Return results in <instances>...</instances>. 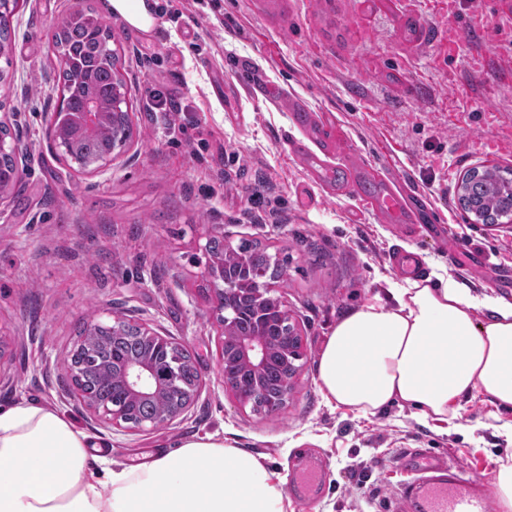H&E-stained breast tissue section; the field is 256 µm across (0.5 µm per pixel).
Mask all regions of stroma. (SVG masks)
<instances>
[{
    "label": "stroma",
    "mask_w": 512,
    "mask_h": 512,
    "mask_svg": "<svg viewBox=\"0 0 512 512\" xmlns=\"http://www.w3.org/2000/svg\"><path fill=\"white\" fill-rule=\"evenodd\" d=\"M88 2L116 38L135 155L87 175L50 151L44 115L61 68L50 39L77 2L23 0L0 83V108L16 113L28 146L22 187L0 206V334L16 351L0 405H50L121 465L207 433L284 479L318 457L321 492L289 498L286 512H390L408 448L492 485L498 460L512 457L511 412L476 394L445 423L396 406L363 416L325 403L317 364L343 312L408 278L389 258L399 247L427 278L512 302V229L475 223L458 201L467 171L512 169V0H149L157 22L139 34L108 0ZM155 91L173 111H150ZM293 97L324 122L328 147L346 146L342 164L380 167L409 190L420 227L388 223L349 193L302 195L306 168L288 152ZM256 191L268 209L251 206ZM218 225L232 245L258 244L287 268L279 293L303 328L304 357L276 415L224 392L202 278ZM452 238L466 246L456 270ZM106 309L190 350L203 390L183 419L110 431L71 395L78 330Z\"/></svg>",
    "instance_id": "35a3bbf8"
}]
</instances>
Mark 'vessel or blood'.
I'll return each mask as SVG.
<instances>
[{
	"mask_svg": "<svg viewBox=\"0 0 512 512\" xmlns=\"http://www.w3.org/2000/svg\"><path fill=\"white\" fill-rule=\"evenodd\" d=\"M288 151L301 159L309 173L311 183L323 193L334 194V173L324 145L309 147L300 138L290 139ZM367 176L374 184L373 192H363L356 181H348V192L357 194L361 205L387 221L408 223L413 218L407 194L394 182L385 180L376 169H368ZM408 481L400 485L395 496L396 506L416 500L420 512H493V503L483 482L458 478L456 466L443 455L414 450L405 455ZM321 481L317 470L299 473L289 487L292 496L301 498L316 488Z\"/></svg>",
	"mask_w": 512,
	"mask_h": 512,
	"instance_id": "b4317fda",
	"label": "vessel or blood"
}]
</instances>
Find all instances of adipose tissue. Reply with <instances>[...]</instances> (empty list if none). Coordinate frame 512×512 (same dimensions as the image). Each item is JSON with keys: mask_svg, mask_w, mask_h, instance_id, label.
Wrapping results in <instances>:
<instances>
[{"mask_svg": "<svg viewBox=\"0 0 512 512\" xmlns=\"http://www.w3.org/2000/svg\"><path fill=\"white\" fill-rule=\"evenodd\" d=\"M318 380L328 403L360 414L395 404L445 421L474 393L510 413L512 303L452 278L390 283L337 321ZM90 446L54 409L0 406V512H286L281 481L219 436L129 467Z\"/></svg>", "mask_w": 512, "mask_h": 512, "instance_id": "adipose-tissue-1", "label": "adipose tissue"}]
</instances>
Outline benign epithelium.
<instances>
[{
    "mask_svg": "<svg viewBox=\"0 0 512 512\" xmlns=\"http://www.w3.org/2000/svg\"><path fill=\"white\" fill-rule=\"evenodd\" d=\"M62 116V112L45 114L49 145L60 152L65 161L74 164L76 171L99 174L131 158L133 143L123 140L118 125H109L110 113L103 111L98 99L92 98L87 102L84 111L78 114L77 122L83 133L90 137L98 136L107 127H112V151L101 159L84 163L71 157L67 125L64 124ZM20 152L22 149L18 144L0 141V157L6 155L15 163L11 182L6 186L0 185V206L23 180L24 169L18 166ZM207 277L221 328L220 362L226 367L234 365L242 369L250 385V389L244 390L236 382L226 378L224 389L243 408L253 405L255 395L263 391L268 364L274 356L282 353L280 347L272 346L265 340V332L273 318L277 315L282 318L283 335L288 337V362L291 364V371L288 379L284 381L279 401L269 407L268 414L280 413L293 392L294 380L301 369L299 361L303 358L302 330L288 311L282 296L278 294L280 279L268 270L247 264L241 251L231 245L225 246V253L213 257ZM132 327L136 329L141 349L138 355L124 363L119 376L131 400L160 404L156 416L134 422L122 410L101 402L84 380L83 371L77 365H70V379L73 393L80 398L90 420L95 424L122 432H148L170 426L182 418L199 397L202 382L197 380L186 388L181 383L178 372L162 370V357L174 355L179 358V363H184V345L144 322L139 324L117 319L105 323L100 317H93L85 321V331L79 346L95 348L98 346L100 332L107 331L116 339L127 335Z\"/></svg>",
    "mask_w": 512,
    "mask_h": 512,
    "instance_id": "7a95c632",
    "label": "benign epithelium"
}]
</instances>
